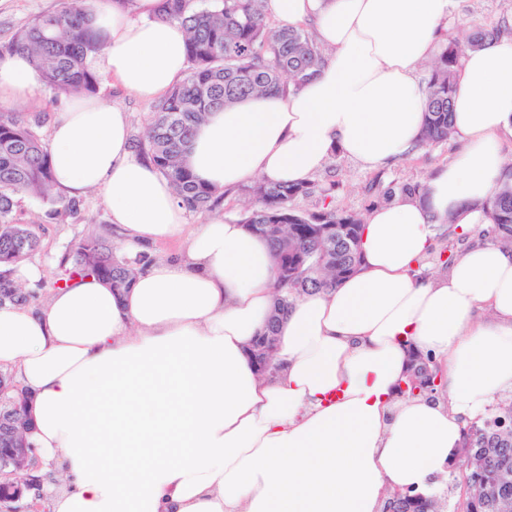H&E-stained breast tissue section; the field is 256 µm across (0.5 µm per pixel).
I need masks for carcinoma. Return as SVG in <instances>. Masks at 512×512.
Instances as JSON below:
<instances>
[{"mask_svg":"<svg viewBox=\"0 0 512 512\" xmlns=\"http://www.w3.org/2000/svg\"><path fill=\"white\" fill-rule=\"evenodd\" d=\"M92 0H62L50 13L38 15L14 37L0 44V55L22 53L30 58L45 87L57 96L95 95L101 76L94 61L105 37L90 26ZM265 0H161L158 19L186 27L188 70L185 78L164 93L153 107L144 131L133 140L140 157L151 161L167 178L181 205L205 217L224 204L225 193L196 181L186 166L195 128L214 108L230 106L252 95L300 89L325 61V50L304 25H282L267 14ZM504 33L501 26L462 28L441 49L429 67L427 111L420 145L454 138L451 98L456 91L461 57ZM45 118L0 109V304L28 302L13 278L14 267L39 247L30 224L15 219L19 199L28 196L49 206L48 215L80 209V201L56 190L48 144L40 133ZM336 182L309 179L296 185L257 180L242 189L243 224L265 238L275 268L274 313L265 335H275V323L293 301L305 294L336 287L360 265V240L365 219L356 212L326 202ZM419 183L389 185L382 198L423 199ZM316 197L311 211L293 206L300 198ZM484 210L493 224V241L512 247V162ZM277 224L276 232L266 225ZM107 238L91 234L62 256L60 266L75 275L90 273L122 294L141 271L143 256L118 253ZM439 375L433 357L411 353L408 373L398 395L416 398L433 393ZM26 398L15 394L0 402V484L14 476L1 467L12 448L28 447ZM459 457L467 490L455 512H500L512 501V398L498 403L479 422L463 429ZM383 512H444L442 497L410 490L388 493Z\"/></svg>","mask_w":512,"mask_h":512,"instance_id":"cac0c4a2","label":"carcinoma"}]
</instances>
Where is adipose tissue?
Instances as JSON below:
<instances>
[{"label":"adipose tissue","mask_w":512,"mask_h":512,"mask_svg":"<svg viewBox=\"0 0 512 512\" xmlns=\"http://www.w3.org/2000/svg\"><path fill=\"white\" fill-rule=\"evenodd\" d=\"M450 0H266L311 25L330 54L300 90L210 112L186 162L201 182H303L338 151L380 169L418 147L427 104L419 66ZM160 0H92L107 45L97 71L151 100L187 71L186 32ZM38 72L0 58V102L34 94ZM463 149L423 200L376 207L362 261L277 323L273 375L249 348L272 315L267 241L237 222L189 226L171 183L140 159L129 115L74 95L49 122L56 184L102 191L132 252L182 241L144 264L124 295L77 275L38 308L0 305V367L30 394L29 437L49 512H381L390 490L434 492L467 422L512 390V249L477 244L432 279L415 268L437 226L485 223L512 135V36L467 52L453 99ZM441 365L439 393L397 398L409 349Z\"/></svg>","instance_id":"ef3b65f1"}]
</instances>
